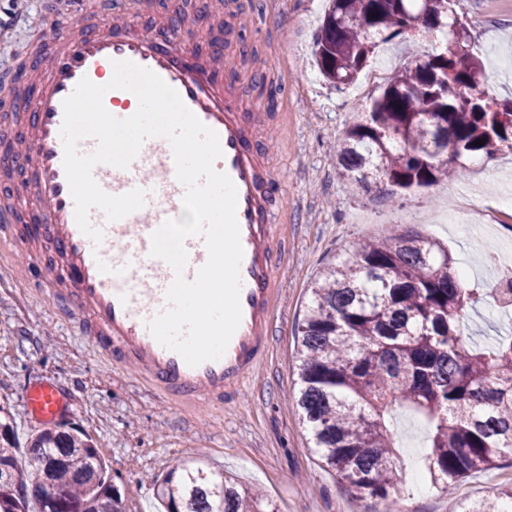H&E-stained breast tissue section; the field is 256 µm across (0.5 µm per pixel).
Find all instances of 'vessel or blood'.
I'll list each match as a JSON object with an SVG mask.
<instances>
[{
  "label": "vessel or blood",
  "mask_w": 512,
  "mask_h": 512,
  "mask_svg": "<svg viewBox=\"0 0 512 512\" xmlns=\"http://www.w3.org/2000/svg\"><path fill=\"white\" fill-rule=\"evenodd\" d=\"M52 40L57 50L41 60L47 73L45 86L17 102L27 124L23 148L0 152V169L19 175L18 192L33 199L30 216L34 223L45 225L60 257L59 263L40 269L39 275L60 283L56 301L73 308L81 331L94 338L97 350L110 361L134 367L152 390L172 403L222 404L263 362L277 328L273 301L276 271L282 262L273 245L277 178L254 145V133L264 115L255 112L242 118L224 92L222 66L202 69L191 64L181 27L141 29L127 20L106 30L60 24ZM117 61L153 71L217 133L223 155L215 167L237 189L236 218L243 249L241 321L220 359L194 367L160 345L147 328L148 321L166 309V292L174 280L173 269L151 256V236L184 213L185 187L176 178L170 143L160 137L148 139L128 168L99 164L93 169L95 181L109 194L143 190L142 208L113 222L106 221L100 210H91V224L103 231L98 243L76 222L63 167V102L81 79L108 83ZM104 106L113 116L125 119L136 112L138 101L129 91L114 89L106 93ZM14 221L13 213L0 210V242L15 245L25 263L31 255L29 240L12 230ZM185 247L184 275L191 279L206 263L208 252L199 237L188 238ZM65 406L61 391L51 383L36 384L26 394L28 412L44 420L55 419Z\"/></svg>",
  "instance_id": "b4317fda"
}]
</instances>
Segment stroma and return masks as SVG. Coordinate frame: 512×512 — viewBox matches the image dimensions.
Here are the masks:
<instances>
[{
	"instance_id": "1",
	"label": "stroma",
	"mask_w": 512,
	"mask_h": 512,
	"mask_svg": "<svg viewBox=\"0 0 512 512\" xmlns=\"http://www.w3.org/2000/svg\"><path fill=\"white\" fill-rule=\"evenodd\" d=\"M91 23L114 20L119 7L135 19L159 21L160 11L144 0H74ZM56 0H0V80L20 73L35 40H48ZM207 15L187 12L184 37L208 48L220 25L224 61H235L231 92L241 112L261 102L266 124L257 132L262 159L279 180L275 247L285 257L278 271L274 310L279 331L268 358L224 406L176 405L150 394L134 372L112 365L89 338L60 311L48 288L34 287L14 266L8 246H0V421L15 432L18 455H25L40 422L25 423L24 393L34 383L55 381L71 401L64 421L88 435L112 474L124 512H155L154 482L182 460H200L224 470L244 488L271 499L278 512H365L334 473L322 468L311 448L296 405L297 325L308 290L330 262L351 254L360 241L378 239L390 228L413 230L447 247L457 265H470L469 287L485 292L493 279L488 256H501L507 242L501 225L486 221L501 196L512 192V151L498 156L506 172L483 182L484 210L460 212L456 195L471 190L481 158L466 155L457 175L420 193L389 197L365 191L344 179L336 145L359 117L358 107L377 96L383 79L365 67L358 80L339 91L311 64L325 0H210ZM481 53L488 59L493 98L512 96V0H461ZM256 59L241 61V46ZM471 345L487 347L512 329V316L478 306L467 313ZM512 489V468L504 466L465 478L452 494L414 486L401 507L411 512H461L464 504L497 498Z\"/></svg>"
}]
</instances>
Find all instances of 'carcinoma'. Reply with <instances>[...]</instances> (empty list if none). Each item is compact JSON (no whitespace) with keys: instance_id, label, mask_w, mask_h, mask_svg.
Masks as SVG:
<instances>
[{"instance_id":"1","label":"carcinoma","mask_w":512,"mask_h":512,"mask_svg":"<svg viewBox=\"0 0 512 512\" xmlns=\"http://www.w3.org/2000/svg\"><path fill=\"white\" fill-rule=\"evenodd\" d=\"M419 4L330 0L314 48L323 76L338 89L353 83L379 46L409 35ZM457 6L432 0L419 34L442 33L444 49L396 70L343 132L336 154L350 182L393 196L440 182L464 155L512 149V99L473 90L484 63ZM481 301L448 252L418 233L359 243L314 282L298 325L300 418L348 493L382 506L372 512H401L398 409L426 424L422 476L446 494L512 459V332L476 349L461 329ZM27 455L23 469L11 427L0 424V512H37L44 496L62 504L55 512H121L109 467L84 433L41 430ZM156 496L165 512H278L223 473L184 462L156 482ZM462 512L509 510L482 499Z\"/></svg>"}]
</instances>
